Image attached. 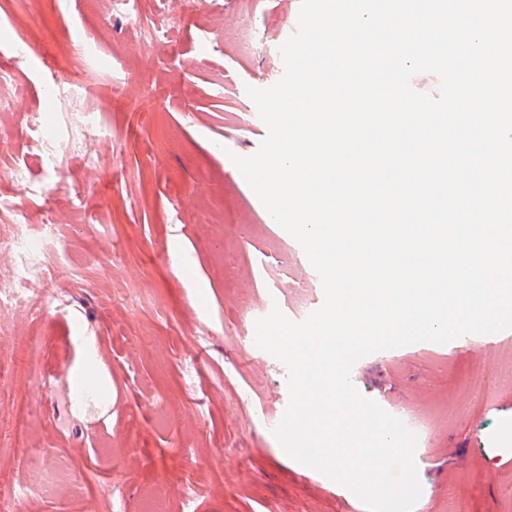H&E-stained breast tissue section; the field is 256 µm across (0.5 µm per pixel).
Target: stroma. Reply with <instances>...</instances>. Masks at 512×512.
I'll use <instances>...</instances> for the list:
<instances>
[{"mask_svg": "<svg viewBox=\"0 0 512 512\" xmlns=\"http://www.w3.org/2000/svg\"><path fill=\"white\" fill-rule=\"evenodd\" d=\"M300 4L135 0L130 18L113 0H0V238L49 220L65 256L37 285L45 313H0V512H366L274 434L287 368L255 323L303 321L324 291L231 160L268 135L247 89L282 77ZM46 135L69 152L45 158ZM78 326L108 404L72 405ZM508 364L512 329L355 364L363 396L426 420L414 512H512ZM479 365L493 398L465 387Z\"/></svg>", "mask_w": 512, "mask_h": 512, "instance_id": "stroma-1", "label": "stroma"}]
</instances>
